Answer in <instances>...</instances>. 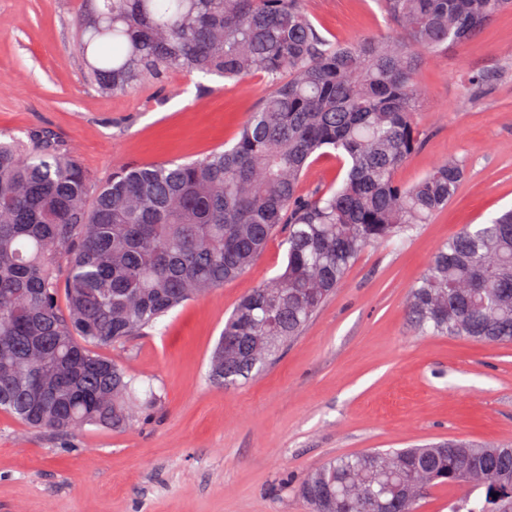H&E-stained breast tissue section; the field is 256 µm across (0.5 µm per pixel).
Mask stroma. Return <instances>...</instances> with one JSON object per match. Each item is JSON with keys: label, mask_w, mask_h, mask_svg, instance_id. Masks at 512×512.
<instances>
[{"label": "stroma", "mask_w": 512, "mask_h": 512, "mask_svg": "<svg viewBox=\"0 0 512 512\" xmlns=\"http://www.w3.org/2000/svg\"><path fill=\"white\" fill-rule=\"evenodd\" d=\"M80 4L0 0V130H50L98 178L234 142L269 91L258 75L173 71L102 93L73 46ZM307 10L334 41L402 35L376 0H307ZM483 70L502 77L473 93L464 79ZM416 78L422 144L397 179L464 161L447 208L361 253L301 335L245 381L213 382L209 359L240 299L284 267L278 235L222 288L100 348L160 397L135 426L60 435L0 411V512H308L298 485L328 459L448 438L512 442V345L420 336L406 316L436 248L512 208V10L464 44L421 54Z\"/></svg>", "instance_id": "obj_1"}]
</instances>
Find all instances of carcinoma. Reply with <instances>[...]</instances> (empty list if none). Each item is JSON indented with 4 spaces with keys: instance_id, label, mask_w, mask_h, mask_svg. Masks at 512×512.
<instances>
[{
    "instance_id": "carcinoma-1",
    "label": "carcinoma",
    "mask_w": 512,
    "mask_h": 512,
    "mask_svg": "<svg viewBox=\"0 0 512 512\" xmlns=\"http://www.w3.org/2000/svg\"><path fill=\"white\" fill-rule=\"evenodd\" d=\"M511 5L380 0L406 40L339 43L304 0H82L75 47L105 92L174 70L261 75L269 92L232 145L103 181L48 131L3 135L0 410L61 434L135 425L159 396L96 349L246 272L282 230L286 264L239 301L210 375L235 384L273 359L365 248L404 238L454 197L466 174L458 159L411 185L396 180L422 142L419 51L461 45ZM498 80L465 78L478 93ZM324 148L346 165L342 183L300 193ZM406 314L421 334L511 344L512 210L440 245ZM445 487L460 488L448 512H512V445L368 449L322 463L299 493L311 512H417Z\"/></svg>"
}]
</instances>
